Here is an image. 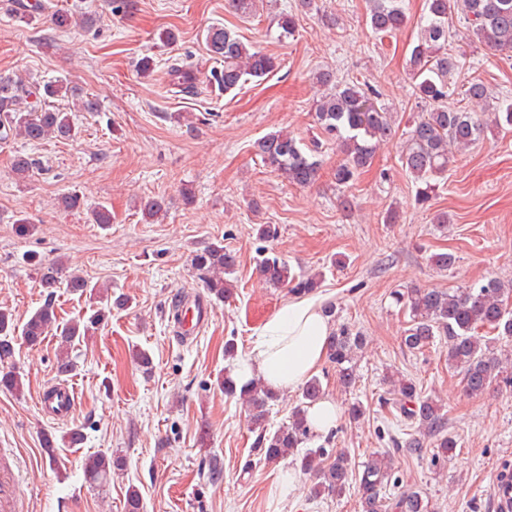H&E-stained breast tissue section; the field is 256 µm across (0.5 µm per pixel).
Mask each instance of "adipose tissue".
I'll return each instance as SVG.
<instances>
[{"label":"adipose tissue","mask_w":512,"mask_h":512,"mask_svg":"<svg viewBox=\"0 0 512 512\" xmlns=\"http://www.w3.org/2000/svg\"><path fill=\"white\" fill-rule=\"evenodd\" d=\"M333 332L319 298L291 299L257 331L252 350L232 376L237 384L261 378L272 391L294 389L317 372Z\"/></svg>","instance_id":"adipose-tissue-1"}]
</instances>
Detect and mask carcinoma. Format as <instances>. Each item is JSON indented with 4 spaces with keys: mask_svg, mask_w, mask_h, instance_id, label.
Listing matches in <instances>:
<instances>
[{
    "mask_svg": "<svg viewBox=\"0 0 512 512\" xmlns=\"http://www.w3.org/2000/svg\"><path fill=\"white\" fill-rule=\"evenodd\" d=\"M367 25L375 34L399 31L406 22V14L398 0H369ZM427 14L420 37L410 53V71L421 113L413 121L401 154L402 166L419 183L415 202L424 206L435 191L434 180L448 172L453 158L451 148L465 149L485 134L490 125L512 126V102H503L494 110L491 122L473 108H455L448 105L450 90L448 76L459 69V56L451 46L453 17L463 19L470 38L489 50L500 54L512 53V0H426ZM280 37L294 35L297 18L282 12L277 20ZM205 42L208 51L224 62V70L213 78L228 92L236 88L246 76L261 78L278 67L276 59L241 41L235 31L224 26L207 29ZM167 74L175 79L174 86L185 92L195 88L194 79L184 63H167ZM319 83L330 88L315 107L317 121L324 133L341 142L343 159L336 165V184L347 187L368 167L378 146L396 133L391 113L379 103L380 93L366 83L343 81L336 73L322 70L316 74ZM49 100L72 96L79 101L80 110L97 112L98 100L82 95L79 88L67 80H50L32 89L22 79L0 77V139H24L40 142L46 139L72 140L77 135L73 118L57 109L26 108L19 100L32 95ZM470 103L480 104L490 98L486 84L474 80L465 91ZM256 151L263 162L288 183L300 187L315 182L320 161L306 153L300 143L289 134L274 133L260 139ZM36 162L28 155H16L13 172L23 182L29 180ZM166 209L162 196H152L142 202L145 217L154 219ZM257 269L273 285H286L295 294H309L319 287V278L296 275L288 264L275 253L262 248ZM237 256L221 243H212L192 258V265L200 272L204 288L210 296L221 301L233 296L230 281L224 278L236 266ZM38 283L46 292L47 303L36 310L19 326L8 309H0V365H10L15 355L16 340L37 345L50 330H55L60 343L57 372L66 375L73 370L69 356L71 343L78 338L93 335L102 324L105 312L123 310L129 298L120 294L107 308H98L88 317L57 323L52 299L55 289L66 285L70 291L89 293L93 299H102L101 290L88 291V281L80 274L66 271L59 263L40 264ZM512 282L489 279L452 290L438 288H410L396 291L393 299L409 313L410 320L402 338L410 351L421 353L436 339L448 340V363L458 370L464 393L469 397L483 394L492 381L500 378L512 386V373L503 374V361L490 348L487 340L475 335L479 327H487L497 335L512 338ZM365 337L346 326L338 328L327 342L326 357L336 371V379L345 388H352L357 379L354 356L364 345ZM391 392L397 396L399 413L405 427L413 428L408 437L396 441L397 450L419 456L422 449L433 448L431 462L448 460L457 448L454 436L448 433V420L441 407L430 397L421 395L409 378L390 374L386 377ZM218 386L229 398H239L246 404L252 429L257 433L253 452L257 460L248 459L244 469L255 464H278L292 460L294 469L312 478L310 496H341L349 486L351 462L346 453L330 454L323 446L299 452L311 437L305 415V405L324 395L318 377L308 379L301 387L300 404L292 412L289 422L273 431L267 421L270 403L277 395L258 381L237 386L231 375L218 381ZM125 459L121 456L98 453L87 458L86 477L101 483L111 473L121 471ZM392 459L373 452L361 464L358 473V492L361 512H429L422 492L404 489L395 494L387 487L398 488L392 481Z\"/></svg>",
    "mask_w": 512,
    "mask_h": 512,
    "instance_id": "cac0c4a2",
    "label": "carcinoma"
}]
</instances>
